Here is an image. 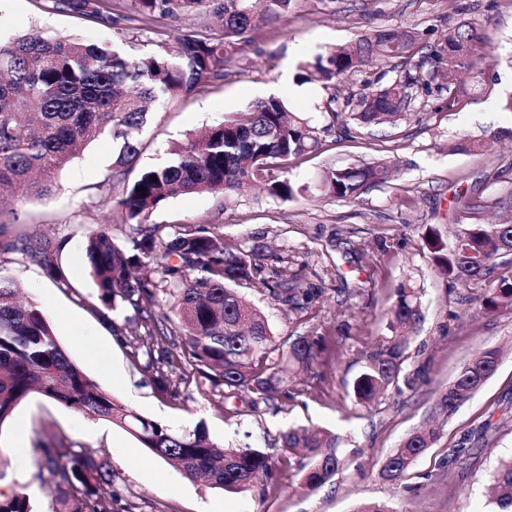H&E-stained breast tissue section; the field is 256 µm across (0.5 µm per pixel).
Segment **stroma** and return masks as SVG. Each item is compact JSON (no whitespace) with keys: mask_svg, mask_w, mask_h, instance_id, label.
Masks as SVG:
<instances>
[{"mask_svg":"<svg viewBox=\"0 0 512 512\" xmlns=\"http://www.w3.org/2000/svg\"><path fill=\"white\" fill-rule=\"evenodd\" d=\"M115 2L121 19L113 24L48 8L46 0H0V40L39 32L101 44L112 42L120 26L125 50L139 54L187 31L207 26L216 33L221 27L206 7L194 17L156 19L146 31L130 0ZM464 18L477 27L488 57L475 70L480 92L459 97L454 108H447V87L429 79L431 64L419 55L410 61L421 75L410 113L394 126L362 128L342 117L355 111L362 93L389 81L400 61L371 62L328 87L301 76L300 63L361 33L412 27L432 44ZM511 94L512 0H332L327 6L304 0L241 45L223 78L157 106L145 132L144 166L164 161L173 145L271 95L319 130L321 148L297 169L303 182L313 183L329 166L379 158L399 163L393 181L355 200L313 191L283 201L255 187L229 202L218 193L179 195L150 217L154 224H220L226 237L260 239L290 270L321 284L322 299L299 315L272 301L264 287L243 291L277 336L323 340L313 363L294 374L292 396L276 411L263 405L250 409L252 393L227 402L205 385L182 386L177 397L159 398L130 346L115 342L114 328L124 325L123 317L103 312L97 303L85 256V242L100 226H111L115 240L124 238L112 200L134 175L112 168L111 139L81 150L58 172L51 195L6 200L0 220L8 222L9 232L68 240L58 255L65 283L12 254L0 255V268L19 282L24 299L40 308L74 363L142 415L176 432L201 428L218 442L258 448L273 457L275 468L264 498L228 493L188 480L125 430L35 394L0 427L5 463L0 485L27 493L36 512H55L56 487L41 464L39 445L56 438L107 461L114 512H352L364 501L387 502L396 512H488L489 475L500 457L512 454V308L485 311L470 290L453 287L433 265L425 235L436 230L444 236L458 224L491 220L488 210L459 215L457 197L475 192L490 200L512 189V112L501 107ZM461 137L488 141L490 147L480 153L450 151ZM407 278L422 290L423 319L405 366L428 365L429 380L400 394L389 392L372 407L353 405L346 390L385 335L393 290ZM485 347L502 351L495 373L400 483L382 480L381 461L429 418L439 391ZM297 426L324 428L339 438L340 467L322 486H306L296 455L281 447L282 434Z\"/></svg>","mask_w":512,"mask_h":512,"instance_id":"stroma-1","label":"stroma"}]
</instances>
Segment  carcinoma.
<instances>
[{
	"instance_id": "cac0c4a2",
	"label": "carcinoma",
	"mask_w": 512,
	"mask_h": 512,
	"mask_svg": "<svg viewBox=\"0 0 512 512\" xmlns=\"http://www.w3.org/2000/svg\"><path fill=\"white\" fill-rule=\"evenodd\" d=\"M52 8L92 19L112 18V0H52ZM204 0H131L144 28L156 16L189 14ZM222 18L220 34L190 31L175 46L125 54L108 44L74 38H50L34 32L0 42V195L22 192L43 197L77 151L103 137L112 139V167H134L146 148L142 135L154 104L179 100L220 77L239 46L264 25L297 8L301 0H214ZM483 39L470 22L448 29L435 44L421 41L411 28L373 30L329 50L301 66L305 80L332 84L360 71L374 58L408 63L421 49L432 65L430 77L444 79L456 95L468 88L470 72ZM419 76L401 67L385 85L359 97L349 119L362 127L395 125L411 104L410 89ZM318 129L270 96L255 101L241 119L228 116L205 127L187 145H177L166 162L142 168L113 201L128 233L114 241L110 228L89 235L85 254L96 300L107 311L132 309L145 339L133 357H145L155 389L166 398L178 383H209L225 400L248 390L251 402L277 409L290 394L286 368L305 367L316 356L319 340L297 336L280 341L265 316L248 304L239 289L267 287L272 299L294 312L318 303L321 285L288 274L275 265L264 243L224 237L221 224H181L170 233L148 217L171 198L204 190L232 195L249 184L292 200L310 186L288 177L290 163L317 150ZM396 162L369 163L322 170L320 195L356 199L371 187L391 181ZM145 187V192L138 187ZM495 220L464 224L446 247L438 233L426 238L431 260L453 283L480 293L488 312L512 307V191L494 200ZM0 254L19 253L60 283L56 262L62 243L17 233L8 238L0 225ZM271 259L273 263L263 262ZM17 280L0 273V428L32 394L118 426L186 478H203L215 488L261 497L272 457L249 445L225 447L203 429L178 433L115 401L71 361L41 311L19 299ZM422 319V293L411 281L393 292L386 329L369 353L366 369L352 384L358 405H374L388 391L413 389L424 373L405 370L409 334ZM499 352L481 349L457 378L440 390L425 426L409 433L379 468L380 477L397 483L416 459L440 438L448 418L494 374ZM282 447L306 451L299 462L308 486L329 481L338 471L337 438L324 431L290 429ZM44 466L60 493L61 512H113L112 470L102 459L74 451L58 440L41 448ZM492 512H512V457L490 474ZM0 512H33L29 496L14 490L0 496Z\"/></svg>"
}]
</instances>
